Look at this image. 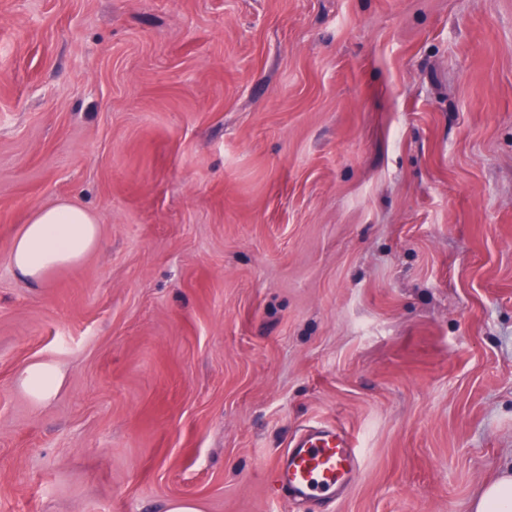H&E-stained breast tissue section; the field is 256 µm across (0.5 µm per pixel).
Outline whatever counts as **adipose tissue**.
Here are the masks:
<instances>
[{
  "mask_svg": "<svg viewBox=\"0 0 512 512\" xmlns=\"http://www.w3.org/2000/svg\"><path fill=\"white\" fill-rule=\"evenodd\" d=\"M99 227L94 215L70 201L38 208L11 246V262L33 282L43 281L58 267L78 263L98 244ZM61 376L55 365L34 362L20 379L21 387L38 402L51 399ZM468 512H512V468L483 487L467 506Z\"/></svg>",
  "mask_w": 512,
  "mask_h": 512,
  "instance_id": "obj_1",
  "label": "adipose tissue"
}]
</instances>
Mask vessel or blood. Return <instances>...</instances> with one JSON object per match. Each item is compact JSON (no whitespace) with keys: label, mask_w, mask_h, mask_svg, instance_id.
I'll use <instances>...</instances> for the list:
<instances>
[{"label":"vessel or blood","mask_w":512,"mask_h":512,"mask_svg":"<svg viewBox=\"0 0 512 512\" xmlns=\"http://www.w3.org/2000/svg\"><path fill=\"white\" fill-rule=\"evenodd\" d=\"M361 468L354 440L336 428L311 427L269 468L271 488L294 500L332 499Z\"/></svg>","instance_id":"b4317fda"}]
</instances>
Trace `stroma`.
I'll return each instance as SVG.
<instances>
[{
  "mask_svg": "<svg viewBox=\"0 0 512 512\" xmlns=\"http://www.w3.org/2000/svg\"><path fill=\"white\" fill-rule=\"evenodd\" d=\"M63 198L100 245L30 282ZM319 421L359 480L273 495ZM510 466L512 0H0V512H467ZM94 215L70 201L38 208L11 246L12 265L32 282L58 267L74 265L98 244ZM61 376L55 365L33 362L28 365L20 379L21 387L37 402L51 399L58 391Z\"/></svg>",
  "mask_w": 512,
  "mask_h": 512,
  "instance_id": "35a3bbf8",
  "label": "stroma"
}]
</instances>
